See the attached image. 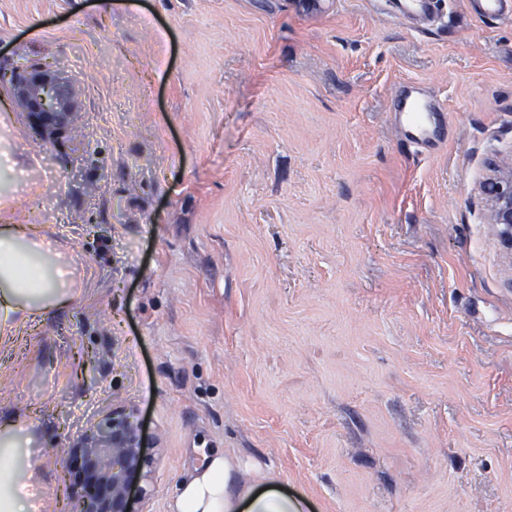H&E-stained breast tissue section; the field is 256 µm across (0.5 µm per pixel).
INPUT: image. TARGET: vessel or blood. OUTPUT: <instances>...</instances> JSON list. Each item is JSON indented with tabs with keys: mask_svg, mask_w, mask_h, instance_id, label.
I'll return each instance as SVG.
<instances>
[{
	"mask_svg": "<svg viewBox=\"0 0 512 512\" xmlns=\"http://www.w3.org/2000/svg\"><path fill=\"white\" fill-rule=\"evenodd\" d=\"M390 11L408 19L433 16L440 0H385ZM394 117L407 143L428 153L448 139V114L424 91L420 82L404 81L394 90Z\"/></svg>",
	"mask_w": 512,
	"mask_h": 512,
	"instance_id": "vessel-or-blood-1",
	"label": "vessel or blood"
}]
</instances>
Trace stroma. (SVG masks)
Returning <instances> with one entry per match:
<instances>
[{
  "label": "stroma",
  "mask_w": 512,
  "mask_h": 512,
  "mask_svg": "<svg viewBox=\"0 0 512 512\" xmlns=\"http://www.w3.org/2000/svg\"><path fill=\"white\" fill-rule=\"evenodd\" d=\"M61 62L64 142L18 106L0 192L80 296L0 349L41 512H73L78 435L112 411L169 512L226 450L312 512H512V254L478 185L512 162V18L444 0H0V64ZM446 109L431 157L392 91ZM389 10L408 19L432 17L440 7V0H384Z\"/></svg>",
  "instance_id": "stroma-1"
}]
</instances>
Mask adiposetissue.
Returning <instances> with one entry per match:
<instances>
[{
	"mask_svg": "<svg viewBox=\"0 0 512 512\" xmlns=\"http://www.w3.org/2000/svg\"><path fill=\"white\" fill-rule=\"evenodd\" d=\"M11 200L0 197V345L28 322L71 304L76 294L69 271L37 228L12 218ZM20 418L0 419V512H35L31 473L12 463ZM242 461L219 451L183 479L170 512H310L307 498L282 490L270 472L239 482Z\"/></svg>",
	"mask_w": 512,
	"mask_h": 512,
	"instance_id": "ef3b65f1",
	"label": "adipose tissue"
}]
</instances>
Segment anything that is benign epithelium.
Returning <instances> with one entry per match:
<instances>
[{
  "label": "benign epithelium",
  "mask_w": 512,
  "mask_h": 512,
  "mask_svg": "<svg viewBox=\"0 0 512 512\" xmlns=\"http://www.w3.org/2000/svg\"><path fill=\"white\" fill-rule=\"evenodd\" d=\"M0 83L14 90L36 134L66 135L73 88L59 63L1 68ZM479 191L488 207V223L496 227L503 247L512 252V164L483 179ZM67 454L79 462L70 483L76 512H127L132 496H147L149 449L139 426L131 420L112 417L98 424Z\"/></svg>",
  "instance_id": "1"
}]
</instances>
